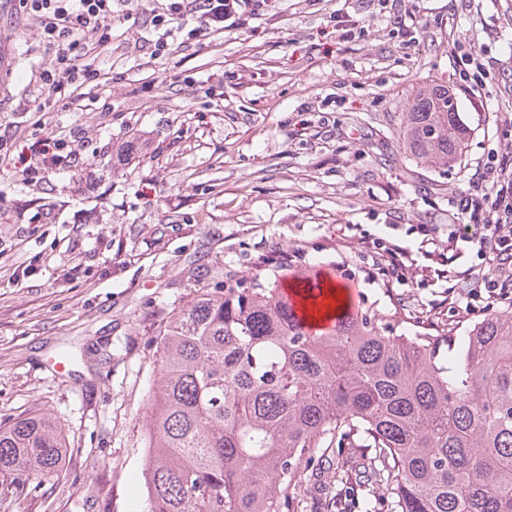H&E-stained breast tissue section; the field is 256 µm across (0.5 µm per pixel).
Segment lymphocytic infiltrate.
Instances as JSON below:
<instances>
[{"instance_id": "lymphocytic-infiltrate-1", "label": "lymphocytic infiltrate", "mask_w": 512, "mask_h": 512, "mask_svg": "<svg viewBox=\"0 0 512 512\" xmlns=\"http://www.w3.org/2000/svg\"><path fill=\"white\" fill-rule=\"evenodd\" d=\"M113 0H17L20 12L36 24L46 47L53 52L41 79L52 94L67 87L98 82L99 57L112 42ZM244 0H166L163 12L150 19L155 38L153 54L162 53L175 29L192 27L204 34L223 30L225 17L236 13ZM460 212L467 220L448 227V240L464 244L486 270L465 293L466 307L483 313L494 304L512 302V147L486 165L476 192L462 196ZM370 253L374 269L386 280L411 284L406 248L377 238Z\"/></svg>"}]
</instances>
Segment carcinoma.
Instances as JSON below:
<instances>
[{
	"instance_id": "carcinoma-1",
	"label": "carcinoma",
	"mask_w": 512,
	"mask_h": 512,
	"mask_svg": "<svg viewBox=\"0 0 512 512\" xmlns=\"http://www.w3.org/2000/svg\"><path fill=\"white\" fill-rule=\"evenodd\" d=\"M399 138L451 168L469 140L456 96L420 85ZM280 287L200 288L159 331L143 512H306L301 475L324 463L322 512H512V309L436 336L310 279L301 319ZM334 307L333 331L308 336ZM67 450L49 411L0 425V478L41 483Z\"/></svg>"
}]
</instances>
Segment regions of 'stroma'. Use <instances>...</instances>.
<instances>
[{
  "instance_id": "obj_1",
  "label": "stroma",
  "mask_w": 512,
  "mask_h": 512,
  "mask_svg": "<svg viewBox=\"0 0 512 512\" xmlns=\"http://www.w3.org/2000/svg\"><path fill=\"white\" fill-rule=\"evenodd\" d=\"M164 0H115L105 76L76 102L39 75L53 52L0 5V126L13 151L56 133L77 166L30 183L0 165V422L40 410L68 454L41 486L0 495V512H132L149 425L154 342L195 289L346 267L356 298H398L445 328L474 315L444 290L470 287L471 251L419 253L512 122V0H264L223 33L174 34L152 55ZM488 79L462 90L463 57ZM455 90L470 129L460 166L415 164L396 132L418 79ZM374 237L414 250V287L385 288L358 253Z\"/></svg>"
}]
</instances>
